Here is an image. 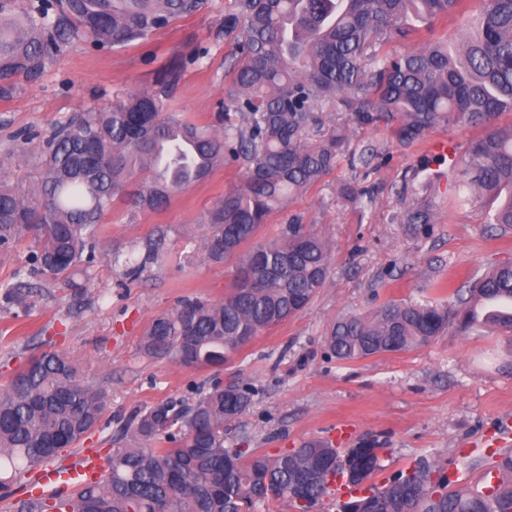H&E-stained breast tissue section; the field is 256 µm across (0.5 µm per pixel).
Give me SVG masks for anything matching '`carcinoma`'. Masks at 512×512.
<instances>
[{
    "label": "carcinoma",
    "instance_id": "obj_1",
    "mask_svg": "<svg viewBox=\"0 0 512 512\" xmlns=\"http://www.w3.org/2000/svg\"><path fill=\"white\" fill-rule=\"evenodd\" d=\"M471 0H236L227 23L236 27L225 100L237 122L224 132L167 112L171 70L152 92L109 110L82 112L58 125L33 192L0 184V245L24 231L37 244L42 271L71 274L98 235L113 198L127 192L139 206L158 208L204 180L229 153L246 168L241 188L211 214L208 258L237 257L224 301L186 299L154 318L141 351L188 368L220 367L262 331L302 311L325 282L327 242L304 224L281 239L256 242L261 225L294 194L334 169L344 138L306 142L317 108L337 99L357 124L394 125L401 145L435 127L478 128L452 164L456 199L473 191L499 200L492 223L512 231V0H477L479 11L458 37L412 46L422 31L466 12ZM201 0H0V97L18 78L36 79L46 61L74 37L124 45L199 10ZM404 42L402 50L390 48ZM167 148L168 174L157 178L155 157ZM456 302L502 304L486 322L512 333V264L456 289ZM477 324L471 308L450 303L389 302L374 317L346 318L329 344L340 361L415 349L453 322ZM106 394L79 378L72 361L46 352L0 389V490L54 460L99 425ZM249 392L216 382L195 396L139 411L128 425L135 445L117 448L100 478L69 492L29 490L13 512H250L286 500L313 509L342 477L361 485L381 470L376 441L334 448L310 440L274 457L224 447V423L248 405ZM448 471L417 459L340 512H512V478L489 493L451 487Z\"/></svg>",
    "mask_w": 512,
    "mask_h": 512
}]
</instances>
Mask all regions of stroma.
<instances>
[{
  "label": "stroma",
  "mask_w": 512,
  "mask_h": 512,
  "mask_svg": "<svg viewBox=\"0 0 512 512\" xmlns=\"http://www.w3.org/2000/svg\"><path fill=\"white\" fill-rule=\"evenodd\" d=\"M234 11L235 0H204L196 14L122 46L72 40L37 81H19L0 99V181L31 190L42 145L59 123L154 89L173 68L178 82L168 110L217 124L234 41L224 21ZM318 116L322 132L348 131L337 165L274 212L257 239L277 240L287 224H306L327 241L330 272L304 310L260 333L220 373L147 357L140 340L153 318L181 300L219 302L229 294L236 262L209 261L204 242L211 211L243 183L241 162L224 160L159 209L116 197L100 225L90 276L42 274L36 245L25 235L0 248V287L25 290L22 302L0 301V388L51 350L107 394L99 427L79 446L62 449L59 463L86 448L104 457L131 444L124 429L136 413L215 377L250 391L246 409L224 425L225 447L274 455L310 439L354 448L375 438L384 448L376 484L428 456L463 488L481 472L461 466V447L475 443L478 456H491L483 442L494 435L496 448H512V431H498L500 417L512 414V335L453 325L416 349L352 362L328 349L341 318L372 316L393 300L442 301L472 276L512 263V236L498 237L488 222L495 201L477 193L457 206L452 179L427 176L448 168L432 150L433 138H447L461 155L476 130L442 126L401 146L391 127L350 123L337 103L323 104ZM418 210L428 222L416 228L406 216ZM131 258L142 263L134 275Z\"/></svg>",
  "instance_id": "1"
}]
</instances>
